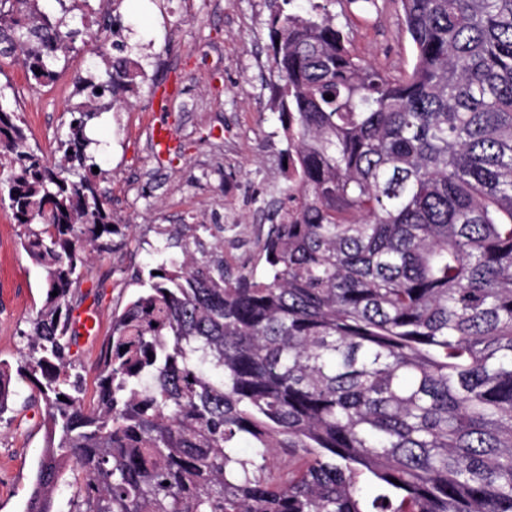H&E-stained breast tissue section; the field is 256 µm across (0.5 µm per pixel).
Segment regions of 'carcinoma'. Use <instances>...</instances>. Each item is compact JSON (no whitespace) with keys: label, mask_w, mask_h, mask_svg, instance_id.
<instances>
[{"label":"carcinoma","mask_w":512,"mask_h":512,"mask_svg":"<svg viewBox=\"0 0 512 512\" xmlns=\"http://www.w3.org/2000/svg\"><path fill=\"white\" fill-rule=\"evenodd\" d=\"M333 2L272 0L290 175L263 267L224 264L222 225L163 239L90 406L73 291L114 230L87 125L148 75L114 44L53 166L0 110V195L47 273L17 367L0 361V416L15 376L48 424L25 512H52L69 463L68 512H512V0H398L399 77L352 52ZM82 34L0 0V58L34 86Z\"/></svg>","instance_id":"cac0c4a2"}]
</instances>
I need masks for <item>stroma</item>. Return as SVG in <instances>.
Here are the masks:
<instances>
[{"instance_id":"1","label":"stroma","mask_w":512,"mask_h":512,"mask_svg":"<svg viewBox=\"0 0 512 512\" xmlns=\"http://www.w3.org/2000/svg\"><path fill=\"white\" fill-rule=\"evenodd\" d=\"M270 0H70L67 19L120 15L133 59L152 88L128 94L122 109L104 108L89 127L105 143L99 176L110 199L112 251L81 285L96 293L103 328L112 312L133 297L134 270L151 267L150 245L182 224L224 227V261L236 267L257 260L267 229L259 208L288 183V144L270 98L277 79L267 50ZM362 59L396 74L411 70L413 43L395 0H378L364 12L350 0L332 7ZM111 30L93 27L66 70L45 87L30 84L20 58H0V82L10 90L0 107L18 109L32 146L55 163L57 136L67 110L80 103L79 78L94 75L99 43ZM171 132L167 148L155 144L156 119ZM234 205L235 223L224 221ZM19 228L0 206V360L15 363L45 296L46 273L22 250ZM40 409L14 405L0 418V512H24L44 446Z\"/></svg>"}]
</instances>
